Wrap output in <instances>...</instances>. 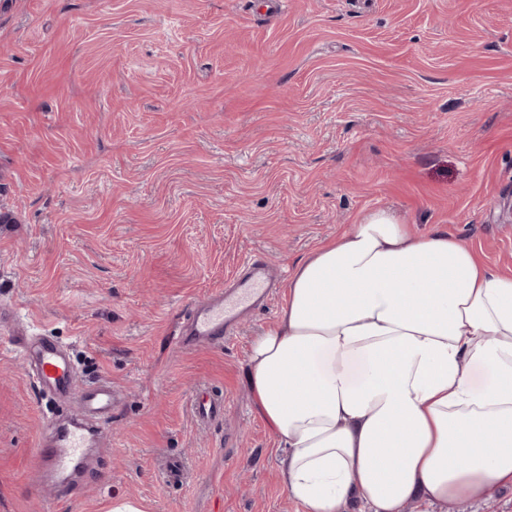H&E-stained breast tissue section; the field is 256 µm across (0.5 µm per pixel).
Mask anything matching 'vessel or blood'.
Segmentation results:
<instances>
[{"label": "vessel or blood", "instance_id": "obj_1", "mask_svg": "<svg viewBox=\"0 0 512 512\" xmlns=\"http://www.w3.org/2000/svg\"><path fill=\"white\" fill-rule=\"evenodd\" d=\"M271 295L266 264H253L249 272L234 280L224 291L194 306L185 320V330L175 341L189 346L224 339L243 312L267 302ZM20 355L26 365L32 367L34 383L39 390L60 401H76L84 417L102 423L111 419L118 404L116 389L107 381L87 391L78 389L67 351L53 337L41 336L31 342H22ZM88 446V433L82 426L48 423L32 451L41 479L49 482L56 475L78 468Z\"/></svg>", "mask_w": 512, "mask_h": 512}]
</instances>
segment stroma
I'll use <instances>...</instances> for the list:
<instances>
[{
	"label": "stroma",
	"mask_w": 512,
	"mask_h": 512,
	"mask_svg": "<svg viewBox=\"0 0 512 512\" xmlns=\"http://www.w3.org/2000/svg\"><path fill=\"white\" fill-rule=\"evenodd\" d=\"M378 208L512 275V0H0V512H299L247 382L283 296L227 340L175 331ZM17 327L121 396L66 492L31 455L77 408Z\"/></svg>",
	"instance_id": "35a3bbf8"
}]
</instances>
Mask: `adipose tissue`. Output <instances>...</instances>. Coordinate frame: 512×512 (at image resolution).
I'll return each mask as SVG.
<instances>
[{"instance_id":"obj_1","label":"adipose tissue","mask_w":512,"mask_h":512,"mask_svg":"<svg viewBox=\"0 0 512 512\" xmlns=\"http://www.w3.org/2000/svg\"><path fill=\"white\" fill-rule=\"evenodd\" d=\"M247 377L301 512H449L512 487V276L448 232L377 209L314 250Z\"/></svg>"}]
</instances>
